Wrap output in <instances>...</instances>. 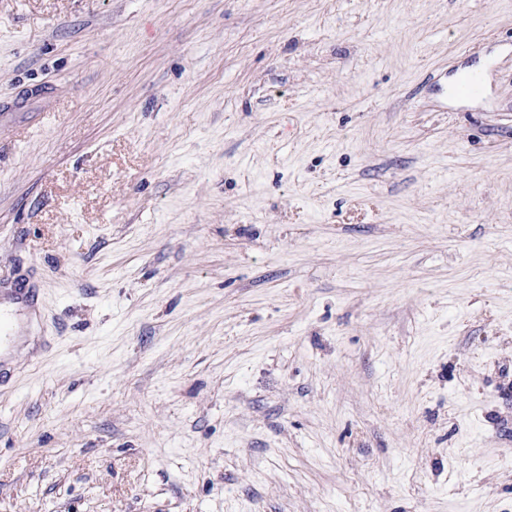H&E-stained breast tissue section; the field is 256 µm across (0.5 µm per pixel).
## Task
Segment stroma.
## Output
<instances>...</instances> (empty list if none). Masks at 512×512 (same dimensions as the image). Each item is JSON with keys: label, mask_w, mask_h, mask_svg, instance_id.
I'll return each mask as SVG.
<instances>
[{"label": "stroma", "mask_w": 512, "mask_h": 512, "mask_svg": "<svg viewBox=\"0 0 512 512\" xmlns=\"http://www.w3.org/2000/svg\"><path fill=\"white\" fill-rule=\"evenodd\" d=\"M21 284L0 512H512V0H0Z\"/></svg>", "instance_id": "obj_1"}]
</instances>
